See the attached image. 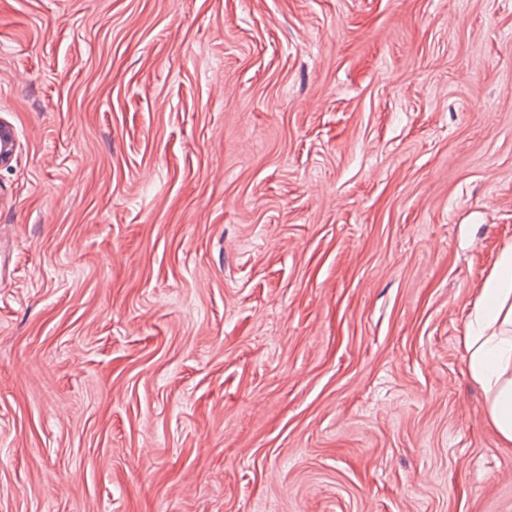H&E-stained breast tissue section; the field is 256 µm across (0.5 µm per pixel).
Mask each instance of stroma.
Segmentation results:
<instances>
[{"label": "stroma", "instance_id": "obj_1", "mask_svg": "<svg viewBox=\"0 0 512 512\" xmlns=\"http://www.w3.org/2000/svg\"><path fill=\"white\" fill-rule=\"evenodd\" d=\"M0 124V512H512V0H0ZM466 343L472 377L488 394L487 416L512 443V246L484 283Z\"/></svg>", "mask_w": 512, "mask_h": 512}]
</instances>
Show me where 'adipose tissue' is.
Masks as SVG:
<instances>
[{"instance_id": "1", "label": "adipose tissue", "mask_w": 512, "mask_h": 512, "mask_svg": "<svg viewBox=\"0 0 512 512\" xmlns=\"http://www.w3.org/2000/svg\"><path fill=\"white\" fill-rule=\"evenodd\" d=\"M466 343L471 374L488 395L487 416L512 443V246L484 283Z\"/></svg>"}]
</instances>
